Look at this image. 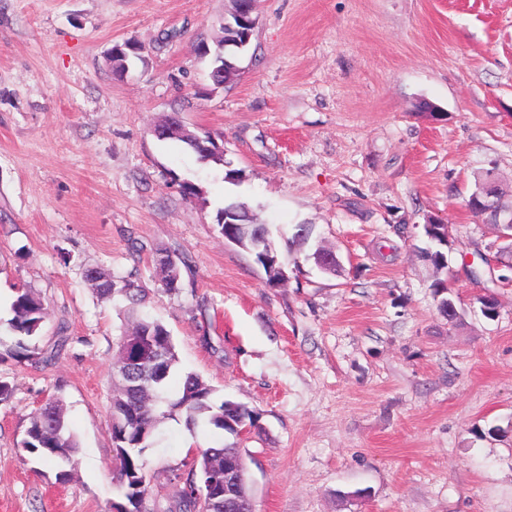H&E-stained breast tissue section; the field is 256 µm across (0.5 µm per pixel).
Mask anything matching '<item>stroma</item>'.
Returning <instances> with one entry per match:
<instances>
[{"instance_id":"35a3bbf8","label":"stroma","mask_w":512,"mask_h":512,"mask_svg":"<svg viewBox=\"0 0 512 512\" xmlns=\"http://www.w3.org/2000/svg\"><path fill=\"white\" fill-rule=\"evenodd\" d=\"M230 8L0 0V337L25 288L46 307L38 348L68 338L47 366L0 346V512H109L118 496L127 303L88 286L99 267L145 289L140 312L170 331L181 371L258 415L241 436L163 420L146 452L157 483L190 450L233 443L255 512H512V252L466 206L485 171L512 205V0H262L238 78L212 93L197 46ZM173 113L223 162L157 138ZM231 203L267 225L285 282L225 241ZM432 220L449 229L442 268L423 257ZM161 253L183 263L176 291ZM53 397L80 441L65 483L21 449Z\"/></svg>"}]
</instances>
